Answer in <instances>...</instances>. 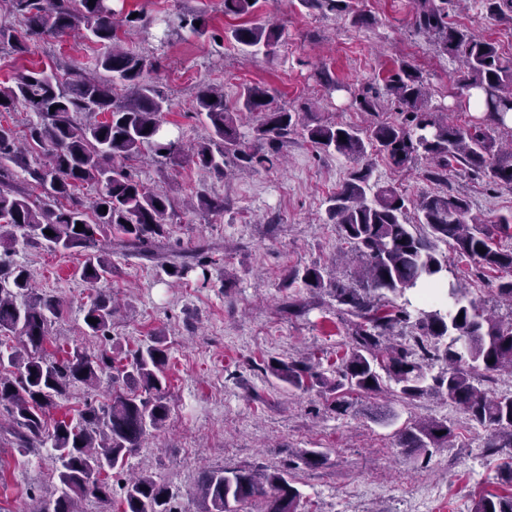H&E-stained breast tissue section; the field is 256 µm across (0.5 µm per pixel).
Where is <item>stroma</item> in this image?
<instances>
[{
    "label": "stroma",
    "mask_w": 512,
    "mask_h": 512,
    "mask_svg": "<svg viewBox=\"0 0 512 512\" xmlns=\"http://www.w3.org/2000/svg\"><path fill=\"white\" fill-rule=\"evenodd\" d=\"M347 2L346 11L321 15L307 12L299 0H258L254 19L273 22L285 34L269 58L224 40L225 29L237 20L225 16L223 0H108L116 18L142 15L144 24L133 28L127 46L158 60L154 78L171 102L165 126L187 144L208 135L195 110L196 95L207 84L223 86L231 105L243 86L260 84L282 108L364 129L401 121L394 105L369 114L352 97L381 82L395 60L405 58L427 78L433 103L450 108L454 65L416 33L410 0ZM448 13L453 26L493 39L504 55H512V20L489 18L479 0ZM179 14L204 15L206 34L186 28L165 37L167 20ZM359 14L370 16L371 25L354 24ZM0 26L13 29L29 46L19 55L0 45V83L30 70L88 69L101 52L83 29L48 41L28 34L8 0H0ZM324 68L341 90L327 91L318 82L316 73ZM448 118L464 125L473 115L450 108ZM280 154V167L243 177H219L189 161L171 169L147 153L132 162L136 180L174 200L165 251L187 254L206 247L214 259L213 285L202 286L192 274L168 277L156 262L122 250L110 229L100 238L111 253L112 272L93 285L80 277L83 252L21 246L10 254L11 264L27 269L34 293L61 302L46 345L55 357L78 346L90 354L108 352L121 365L149 336L166 337L168 417L124 468L110 471L111 500L85 497L82 512H121L122 484L145 462L155 480L176 492L182 512H199L202 470L252 466L289 469L301 493L298 512H472L480 497L506 493L503 476L512 449L490 450L489 430L459 406L433 397L401 399L398 386L388 380L378 393L345 394L340 409L336 394L318 387L291 389L267 372L272 358L306 357L328 368L348 349L357 323L329 288L332 281L348 280L352 265L350 246L328 221L325 203L356 163L318 151L296 133L284 140ZM369 161L374 180L393 184L409 203L441 190L466 197L473 214L488 222L512 213V185H491L461 169L449 171L439 183L429 178L422 159L402 168L380 155ZM202 193L223 199V212L185 207L186 199ZM448 260L485 309L503 321L512 315L496 296L498 271L454 253ZM312 265L322 267L324 288L287 286L290 271ZM99 291L123 303L106 340L86 335L83 323L84 310ZM111 391L108 378L97 387L71 386L49 416L77 417L85 405L109 402ZM377 407L390 410L388 421L371 417ZM429 418L452 426L447 447L426 459L401 454L399 435ZM309 448L326 451V464L304 465L300 452ZM56 482L49 449L20 453L0 429V512H28L32 497Z\"/></svg>",
    "instance_id": "obj_1"
}]
</instances>
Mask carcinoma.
<instances>
[{"label": "carcinoma", "mask_w": 512, "mask_h": 512, "mask_svg": "<svg viewBox=\"0 0 512 512\" xmlns=\"http://www.w3.org/2000/svg\"><path fill=\"white\" fill-rule=\"evenodd\" d=\"M29 33L62 37L84 27L105 51L95 61V70L112 79L88 76L76 69L65 73L32 70L10 85H0V112L23 105L34 113L18 146L16 133L0 125V247L13 250L18 239L32 246L85 252L81 278L95 284L112 273L110 255L99 247L97 231L118 230L126 237L124 248L147 258L158 256L157 238L166 232L174 201L165 192L151 190L126 170V162L142 150L173 166L189 158L200 169L217 176L228 174L227 166L256 172L279 161L277 143L292 132L317 149L359 162L332 196L326 214L340 236L364 259L355 286L336 283V301L363 320L353 346L342 358L335 377H328L310 362L273 360L267 370L277 380L298 390L320 387L370 393L382 388V375L399 386L405 399L435 396L462 407L482 427L493 429L492 448H512V395L489 396L474 384L475 375L506 370L512 373V320L504 323L487 314L470 296L448 267V257L438 252L443 243L483 267L512 271V247L493 245L494 235L512 238V214L487 223L471 214L467 198L434 192L414 206L408 217L406 200L391 185L371 181V154L388 158L402 167L421 157L431 165V175L440 178L448 169L460 167L490 183L512 185V146H497L496 134L507 128L512 111V59L503 56L498 44L478 37L448 22V4L453 0H411L414 29L434 40L438 50L458 65L456 92L460 108L467 107L473 92L483 96L482 117L470 125L448 120L444 108L431 105L422 71L408 61L397 62L384 79L383 89L361 94L363 112L382 110L392 100L406 113L402 123L380 122L363 132L336 125L274 105V97L260 85H249L239 95V107L224 103V92L202 87L196 96V112L209 127L203 142L186 153L180 140L167 138L163 114L169 100L150 74L157 71L155 59L121 46L120 25L112 19L107 0H9ZM492 19L512 20V0H479ZM258 0H224V14L253 13ZM309 10L345 11L346 0H300ZM176 23L167 21L168 27ZM178 27L204 32V15L179 18ZM226 37L251 53L276 54L283 42V29L247 21L235 25ZM9 44L19 54L28 53L25 40L0 27V44ZM216 101H211V98ZM241 112L257 114L254 142L238 128ZM106 113L104 121L82 123L81 114ZM28 173L44 191L37 204L14 183L11 167ZM96 186L90 203L75 196L77 187ZM83 224L75 231L76 223ZM53 231L49 236L46 231ZM483 248L485 253L478 252ZM170 263L168 276L182 279L201 270L209 281L211 262L203 252ZM370 291H386L403 299L400 306L380 309L366 298ZM51 295L32 293L29 274L21 266L0 262V337L20 332L22 346L0 350V408L12 422L14 444L19 452L50 446L58 464V486L38 498L33 512H79L78 502L93 494L108 498L106 469L122 466L143 447L150 429L168 417L165 368L166 337L156 335L127 356L117 367L105 352L89 355L79 347L61 360L49 358L44 345L60 310ZM115 309L112 297L99 292L85 309L83 322L88 336H106ZM462 322H457V317ZM93 318L97 323L91 324ZM412 323L414 345L446 368L427 377L422 362L402 345L386 343L395 325ZM112 374V401L88 408L76 422L60 420L48 425L47 411L76 383L97 386ZM452 436L448 421L430 419L414 425L399 439L401 452L419 457L440 448ZM199 512H237L235 505L255 497L263 499L259 512H297L299 491L288 472L239 468L206 470L198 479ZM122 512H178L174 494L146 474L125 482ZM473 512H512V491L484 496Z\"/></svg>", "instance_id": "carcinoma-1"}]
</instances>
